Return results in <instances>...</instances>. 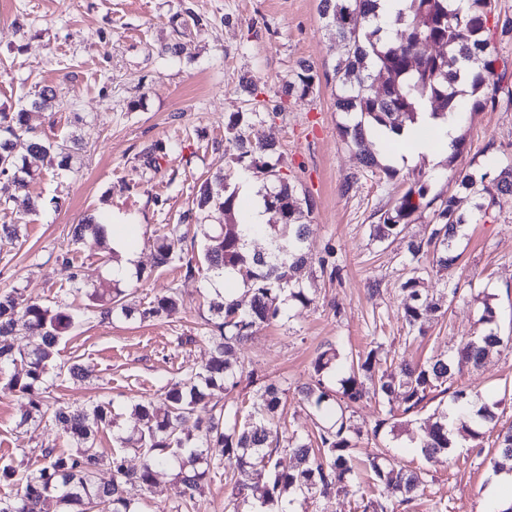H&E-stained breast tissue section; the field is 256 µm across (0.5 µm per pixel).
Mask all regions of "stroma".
Wrapping results in <instances>:
<instances>
[{"instance_id": "35a3bbf8", "label": "stroma", "mask_w": 512, "mask_h": 512, "mask_svg": "<svg viewBox=\"0 0 512 512\" xmlns=\"http://www.w3.org/2000/svg\"><path fill=\"white\" fill-rule=\"evenodd\" d=\"M188 10L206 16L209 24L176 34L170 20ZM176 41L180 54L161 55V47ZM335 57L318 0H0V112L28 108L32 134L51 143L79 142L69 169L43 170L28 191L0 180V197L7 201L0 224L20 226L18 239H0V292L15 289L28 300L84 307L86 297L75 292L55 258L68 251L75 262L91 267L109 259L96 238L72 239V224L94 215L141 227V276L128 283L136 304L148 305L170 288L184 298L182 307L158 320H84L60 342L56 359L80 362L90 375H61L50 389L53 399L85 406L110 398L120 428L129 434L138 428L131 414L135 403L159 400L161 388L180 371L207 361L209 347L195 333L212 289L204 276L188 278L177 266H155L152 235L176 223L200 183L215 172L239 182L237 166L224 155V125L243 107L242 82L255 83L271 96L299 61L322 71ZM44 86L55 90L53 107L32 108ZM341 120L334 87L323 84L314 97L289 100L279 118L251 131L252 137L278 141L292 175L314 201L312 256L333 247L341 267L340 279L329 283L316 264L305 266L300 277L314 289V302L259 329L240 351L247 369L284 390L281 431L286 435L315 429L297 388L308 381L311 363L326 344L342 355L355 353L377 334L410 361L445 355L477 330L487 304L495 307L502 333L512 332V200L505 198L464 228L457 244L463 274L456 300H449L436 273L425 274L424 288L450 309L430 320L424 338L407 339L396 287L406 274V242L372 240L370 226L377 210L407 188L409 168L400 166L387 182L360 180L342 193L357 161L339 135ZM458 126L466 151L456 166L444 155L417 161L429 174L431 194L455 192L457 167L495 170L512 163V104L502 101L476 111L471 100H463ZM159 142L167 154L154 172L144 168L141 155ZM372 280L381 288L375 297L367 293ZM454 383L497 402L500 426H512V347L492 352L479 370L463 371ZM20 404L19 397L0 393V464L24 470L35 467L41 448L64 451L68 445L51 426H18ZM496 437L487 430L483 439L463 442L442 462L426 460L407 429H385L378 439L361 440L356 455L380 453L427 471L424 495L397 512H490L498 498ZM175 492L168 468L158 471L151 487L127 489L137 512H169ZM189 512L269 509L236 504L223 470L214 469Z\"/></svg>"}]
</instances>
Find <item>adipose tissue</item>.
<instances>
[{
  "label": "adipose tissue",
  "mask_w": 512,
  "mask_h": 512,
  "mask_svg": "<svg viewBox=\"0 0 512 512\" xmlns=\"http://www.w3.org/2000/svg\"><path fill=\"white\" fill-rule=\"evenodd\" d=\"M454 137L453 123L432 118L425 112L420 115L416 125L398 132H384L381 144L387 151L409 163L423 155L434 157L450 153ZM106 237L115 255L113 276L125 278L135 273L140 263V245L133 224L107 225Z\"/></svg>",
  "instance_id": "obj_1"
}]
</instances>
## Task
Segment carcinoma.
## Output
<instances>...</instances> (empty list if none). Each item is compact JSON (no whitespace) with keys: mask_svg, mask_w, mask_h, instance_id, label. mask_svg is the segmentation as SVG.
Wrapping results in <instances>:
<instances>
[{"mask_svg":"<svg viewBox=\"0 0 512 512\" xmlns=\"http://www.w3.org/2000/svg\"><path fill=\"white\" fill-rule=\"evenodd\" d=\"M380 2L319 0L320 16L340 46L331 70L321 74L312 64L299 62L281 92L269 102L261 98L256 85L245 87L246 111L230 115L224 126V154L241 173H278L287 166L274 139L254 141L248 130L281 115L282 101L314 95L323 79L334 85L336 111L345 117L339 134L359 163L351 180L341 187L345 194L362 176L382 174L391 179L395 175L371 148L370 130L399 131L427 111L446 120L457 113L458 97L465 91L473 98L475 110L495 107L502 92L512 103V90H505V77L496 73L492 59V30L499 23L492 0H404V8L384 24L380 22ZM26 132L27 110L0 112V176L18 191L28 188L35 175L34 163L64 170L73 151L65 142L46 143L33 136L27 156L19 159L14 140ZM165 155L166 146L158 143L143 153V165L156 172ZM456 184L474 200L475 211L484 213L499 199L512 198V165L493 174L463 167ZM257 195L266 210L278 215L279 223H240L236 219L238 188L219 171L198 187L192 208L180 223L165 225L154 239L157 265L176 264L185 277L192 278L201 271L202 263L211 273L214 298L203 323V339L210 344L211 356L205 365L188 367L166 384L162 408L149 402L135 404L140 426L127 436L116 434L117 449L109 457L99 451L97 439L101 430L116 427L112 400L102 398L85 407H65L51 400L49 388L62 371L72 377L84 373L79 364L65 368L55 363V348L88 311L102 321L115 316L152 321L178 308L182 295L170 288L140 308L129 301L128 289L120 287V281L102 267L77 264L68 252L57 255L56 262L69 271L70 283L89 301L84 311L62 302L28 301L16 290L0 293V392L25 399L18 426L49 423L71 442L68 451L41 449L39 467L25 470L19 478L12 465L0 466L1 482L17 481L14 495L0 497V512H134L125 486H150L159 469L175 464L177 496L184 503L192 501L206 476L199 465L214 448L219 449L216 465L224 466L232 496L239 501L257 498L263 505H281V512H294L291 505L301 497L344 494L358 498L363 512H388L390 506L418 496L426 486L427 473L369 454L363 461L368 487L354 482L352 453L361 429L347 415L351 408L370 395L389 404L386 418L372 429L377 437L391 419L401 417L411 423L431 394H447L453 413L441 411L413 437L424 457L448 456L454 447V432L461 429L474 441L483 437L482 429L495 422V413L486 404L476 406L479 393L453 390L451 384L455 375L468 367H480L504 344L497 314L487 304L476 335L467 337L447 357L390 361L383 337H372L368 347L345 358L347 369L337 390L327 380L337 369L339 353L333 346L321 351L312 363L310 381L299 393L306 409L321 415L332 408L335 419L317 424L311 438L293 435L286 446H280L276 418L282 397L274 384L256 391L251 409L244 415L238 409L229 413L226 406L214 402V390L235 388L240 383L243 370L235 358L238 346L287 309L312 301L298 276L309 262L305 242L312 199L288 173L261 178ZM427 209L433 210L434 216L429 235L407 237L409 224ZM215 212L224 214V223L209 222ZM376 215L378 222L370 225L372 239L380 243L407 239L404 264L410 267V276L399 284L403 294L400 316L407 337L416 340L425 335L428 317L441 314V305L420 288L424 263L440 274L449 301H454L460 292V281L453 275L460 259L455 241L463 226L471 223L472 215L461 211L455 194L428 197L422 171L412 174L403 194ZM192 224L193 237L203 241L199 264L184 248L189 230L182 226ZM87 235L106 241L105 225L91 218L75 225V240ZM257 235L271 243L272 253L263 258L248 248L249 240ZM317 264L321 276L331 281L340 278L334 249L325 250ZM231 277L241 282L242 293L226 294L218 288ZM281 447L295 458L290 470L281 466ZM130 454L139 457V466H129ZM104 466L112 471L108 482L100 479ZM285 494L288 501L284 505Z\"/></svg>","mask_w":512,"mask_h":512,"instance_id":"carcinoma-1","label":"carcinoma"}]
</instances>
